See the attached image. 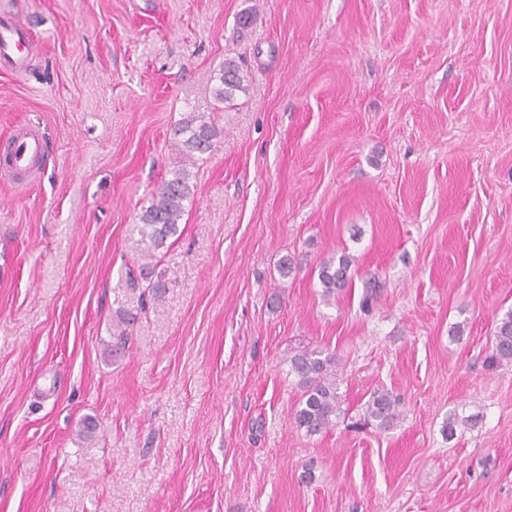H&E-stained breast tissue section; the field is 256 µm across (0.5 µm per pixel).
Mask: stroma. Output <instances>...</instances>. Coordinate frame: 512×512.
Masks as SVG:
<instances>
[{"mask_svg":"<svg viewBox=\"0 0 512 512\" xmlns=\"http://www.w3.org/2000/svg\"><path fill=\"white\" fill-rule=\"evenodd\" d=\"M3 16L32 41L0 71V150L29 127L49 155L0 179V512H512V363L486 364L512 309V0ZM228 57L248 90L219 110ZM193 113L219 135L186 164L154 298L138 217ZM343 254L353 285L324 296ZM305 348L334 355L341 396L311 437L288 373ZM378 389L401 400L386 431L363 421Z\"/></svg>","mask_w":512,"mask_h":512,"instance_id":"stroma-1","label":"stroma"}]
</instances>
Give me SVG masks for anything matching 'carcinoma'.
<instances>
[{
  "label": "carcinoma",
  "instance_id": "obj_1",
  "mask_svg": "<svg viewBox=\"0 0 512 512\" xmlns=\"http://www.w3.org/2000/svg\"><path fill=\"white\" fill-rule=\"evenodd\" d=\"M212 93L219 104L230 103L239 92L246 90L245 76L231 58L224 59L213 76ZM219 131L215 125L197 118H184L174 132L175 146L184 158H192L212 150ZM191 195L189 173L184 167L172 169L171 177L152 195L150 204L143 209L140 233L151 248L163 247L166 240L176 235L183 216L184 202ZM351 260L342 254L338 259L324 261L318 279L327 294L352 286ZM289 373L297 379L301 398L294 413L295 428L307 436L322 433L336 424L340 415L335 357L316 349L300 350L289 357ZM491 368L512 363V310L499 320L491 354L486 359ZM398 400L388 393H376L366 403L365 418L376 427L388 430L399 418Z\"/></svg>",
  "mask_w": 512,
  "mask_h": 512
}]
</instances>
